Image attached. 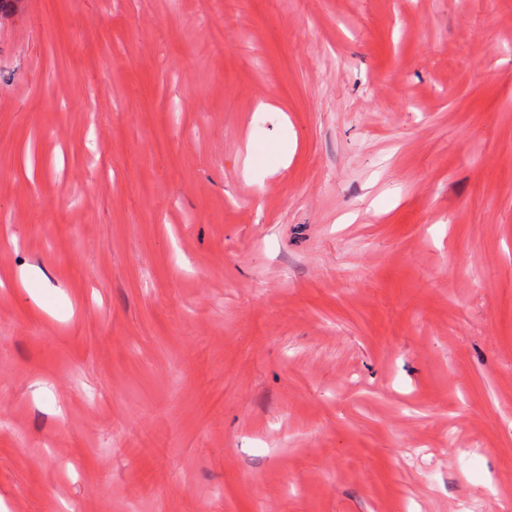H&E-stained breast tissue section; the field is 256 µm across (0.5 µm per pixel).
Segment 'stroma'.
I'll use <instances>...</instances> for the list:
<instances>
[{
	"label": "stroma",
	"instance_id": "1",
	"mask_svg": "<svg viewBox=\"0 0 512 512\" xmlns=\"http://www.w3.org/2000/svg\"><path fill=\"white\" fill-rule=\"evenodd\" d=\"M209 9L0 19V512L511 505L512 0Z\"/></svg>",
	"mask_w": 512,
	"mask_h": 512
}]
</instances>
